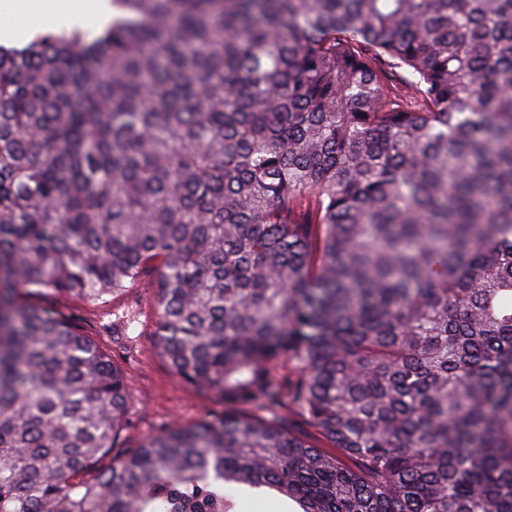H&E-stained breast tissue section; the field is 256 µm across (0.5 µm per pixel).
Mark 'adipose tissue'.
Instances as JSON below:
<instances>
[{"label":"adipose tissue","mask_w":512,"mask_h":512,"mask_svg":"<svg viewBox=\"0 0 512 512\" xmlns=\"http://www.w3.org/2000/svg\"><path fill=\"white\" fill-rule=\"evenodd\" d=\"M111 16L110 0H0V43L22 38L33 28L102 26Z\"/></svg>","instance_id":"1"}]
</instances>
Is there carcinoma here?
<instances>
[{"label": "carcinoma", "instance_id": "cac0c4a2", "mask_svg": "<svg viewBox=\"0 0 512 512\" xmlns=\"http://www.w3.org/2000/svg\"><path fill=\"white\" fill-rule=\"evenodd\" d=\"M112 6L0 43V512H512V0ZM149 272L224 412L97 470L124 377L39 298Z\"/></svg>", "mask_w": 512, "mask_h": 512}]
</instances>
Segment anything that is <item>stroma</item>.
Wrapping results in <instances>:
<instances>
[{
  "label": "stroma",
  "instance_id": "obj_1",
  "mask_svg": "<svg viewBox=\"0 0 512 512\" xmlns=\"http://www.w3.org/2000/svg\"><path fill=\"white\" fill-rule=\"evenodd\" d=\"M46 301L106 350L125 377L128 402L123 429L98 468L110 467L113 458L171 424L190 425L223 411L222 399L179 379L154 352L151 295L145 289H129L98 305L58 295L47 296Z\"/></svg>",
  "mask_w": 512,
  "mask_h": 512
}]
</instances>
